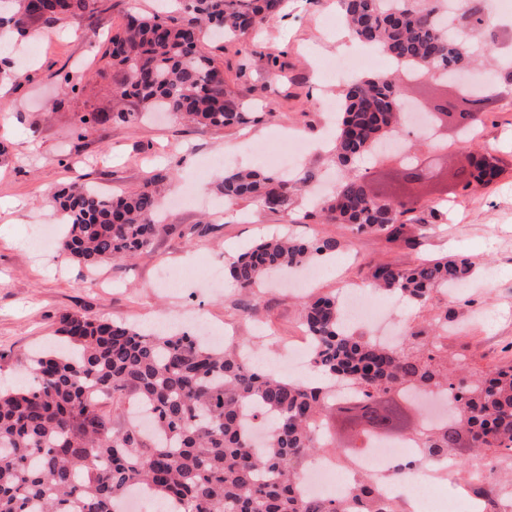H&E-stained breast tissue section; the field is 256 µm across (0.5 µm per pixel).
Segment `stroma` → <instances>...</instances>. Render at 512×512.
<instances>
[{"label": "stroma", "mask_w": 512, "mask_h": 512, "mask_svg": "<svg viewBox=\"0 0 512 512\" xmlns=\"http://www.w3.org/2000/svg\"><path fill=\"white\" fill-rule=\"evenodd\" d=\"M111 3V9L95 18L70 19L50 28L39 42V53L25 60L28 81L6 84L0 96V140L10 150L9 160L0 165V382L16 381L21 360L54 338L58 317L66 311L147 328L178 326L182 311L197 307L214 335L257 337L260 359L276 363L302 324V294L267 288L247 297L229 280L214 293L206 282L210 268L223 267L227 254L241 252L283 224L294 235L330 234L343 244L336 255L319 261L321 274L313 288L317 295H334L344 282L364 280L370 262L409 266L446 254L467 257L477 271L476 284L465 286L451 303L435 295L426 306H404V323L426 332L437 315L447 314L444 351L449 367L464 374L512 362V91L502 89L491 98L490 118L471 141H463L453 125L443 126L434 141L406 134L416 155L438 166L453 165L475 144L501 170L497 182L468 194L445 198L436 190L423 192L413 214L423 238L411 249L353 234L344 224L306 217L303 201L280 212L254 200L228 204L217 191L224 176L217 157L228 154L232 166L263 170L265 159L246 151V144L271 149L290 134L309 145L300 169L332 182L336 162L332 151L321 147L329 138L322 124L327 103L339 102L347 80L320 83L317 57L365 50L352 35L332 32L340 16L337 0H287L281 13L256 33L225 41L202 37V50L223 66L227 87L242 111L275 114L270 121L224 129L175 118L132 127L109 121L82 126L85 113L112 109L114 77L102 54L113 24L129 10L152 15L160 9L159 0ZM64 73L70 75L72 89H61ZM76 169L89 183L115 195L135 191L161 173V201H168L173 187L191 184L206 203L167 212L147 250L128 262L102 265L112 285L98 288L80 266L56 261L57 245H33L37 226L56 222L51 196ZM433 208L446 211L442 223H430ZM162 263L183 273L174 291L159 287L153 278Z\"/></svg>", "instance_id": "35a3bbf8"}]
</instances>
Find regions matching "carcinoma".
I'll list each match as a JSON object with an SVG mask.
<instances>
[{"instance_id":"cac0c4a2","label":"carcinoma","mask_w":512,"mask_h":512,"mask_svg":"<svg viewBox=\"0 0 512 512\" xmlns=\"http://www.w3.org/2000/svg\"><path fill=\"white\" fill-rule=\"evenodd\" d=\"M0 26L25 35L75 17H94L104 0H8ZM283 0H182L183 16L128 13L112 30L106 56L115 80L112 120L127 125L165 110L189 122L228 127L247 123L228 90L224 69L198 48L204 27L222 39L246 35L277 14ZM348 29L381 50L404 70L377 71L343 90L340 119L332 137L336 163L349 166L372 154L382 140L404 130L397 107L411 72L445 77L492 57L495 42L476 52L451 31L455 15L448 0H340ZM485 110L474 95L460 113L458 128L484 123ZM156 174L133 193L106 198L78 175L54 196L66 232L59 258L92 272L106 261L131 258L153 242L158 224ZM314 175L285 176L262 170L225 172L219 190L230 200L253 199L274 211L287 210ZM419 200L406 194L383 198L367 176L350 172L317 212L330 223L360 234L400 239ZM333 236L297 239L271 236L253 243L229 264L227 274L251 293L274 272L336 254ZM474 276L461 256L426 259L404 267L381 262L366 278L376 290L415 306ZM303 324L314 341L312 364L325 376L348 378L356 393L338 399L330 385L284 380L246 363L253 341L214 346L184 330H142L122 322L94 320L79 312L60 315L57 346L22 362L24 379L0 386V512H120L133 491L155 495L164 512H401L381 496L373 481L359 479L350 499L306 498L299 492V465L327 447L315 424L333 410L359 408L350 426L356 444L351 457L373 440L384 419L395 422L390 435L406 431L402 406L387 413L386 399L413 391L454 393L453 413L413 430L428 456L457 457L461 434L494 461L512 462V363L499 365L469 382L455 380L441 355L448 323L432 335L411 331L401 347L374 342L343 326L336 296L305 304ZM130 395L152 413L155 437L140 430L112 431V410L100 396ZM272 420L263 445L255 447V422Z\"/></svg>"}]
</instances>
